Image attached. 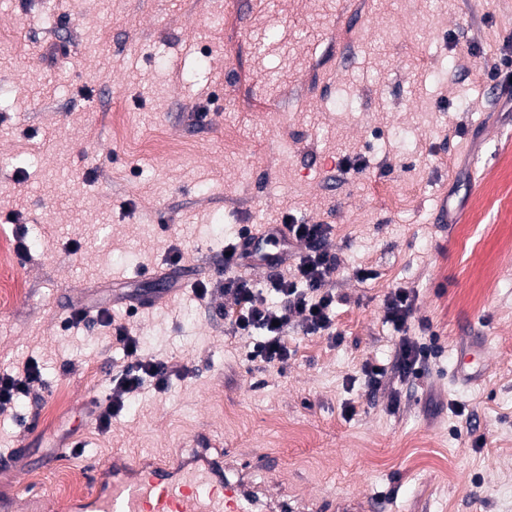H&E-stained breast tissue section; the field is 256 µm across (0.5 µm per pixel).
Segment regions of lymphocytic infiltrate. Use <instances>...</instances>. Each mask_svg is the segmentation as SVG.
Segmentation results:
<instances>
[{"label":"lymphocytic infiltrate","instance_id":"lymphocytic-infiltrate-1","mask_svg":"<svg viewBox=\"0 0 512 512\" xmlns=\"http://www.w3.org/2000/svg\"><path fill=\"white\" fill-rule=\"evenodd\" d=\"M289 243H302L304 253L298 254L295 273L290 278L272 282L269 293H262L245 277H229L224 292L232 303L224 310V321L236 335L254 336L252 357L266 363L286 364L291 351L286 341L293 320H300L309 335L336 337L332 313L336 295L329 283L336 272L337 261L324 248L328 227L324 224H297L291 215H284ZM416 295L408 288H395L384 302V321L402 338L396 349V370L400 377L419 375L427 357L424 347L407 335L408 322ZM99 326L112 330V338L122 348L127 363L113 375L106 405L98 410L95 421L100 432H109L112 421L125 409L127 402L144 385L165 391L173 375L167 362L144 356L140 340L126 324L115 323L109 310L97 313ZM42 371L37 362H26L22 370L0 374V412L12 409L19 396L29 394L42 385Z\"/></svg>","mask_w":512,"mask_h":512}]
</instances>
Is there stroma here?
Wrapping results in <instances>:
<instances>
[{"label":"stroma","instance_id":"obj_1","mask_svg":"<svg viewBox=\"0 0 512 512\" xmlns=\"http://www.w3.org/2000/svg\"><path fill=\"white\" fill-rule=\"evenodd\" d=\"M223 12L0 0V235L31 246L0 301V372L34 359L46 382L0 415V449L25 451L0 469V498L36 482L64 512L62 469L184 453L206 435L209 457L250 466L255 512L379 494L386 512H512V83L489 77L512 57V0H363L335 25L352 58L330 77L320 51L246 55L269 78L288 66L290 96L312 97L276 123L234 101ZM155 135L166 150H141ZM287 213L329 227L341 339L290 329L280 366L250 359L251 337L225 325L230 297L193 288L228 277L224 243L242 227ZM398 287L416 291L409 333L433 349L411 378L393 372L399 337L382 320ZM102 307L174 371L105 434L89 401L122 354L107 329L64 325ZM481 335L485 374L459 381L458 351ZM368 363L389 369L375 391ZM62 440L81 458L55 460Z\"/></svg>","mask_w":512,"mask_h":512}]
</instances>
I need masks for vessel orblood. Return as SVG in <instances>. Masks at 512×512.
<instances>
[{
  "mask_svg": "<svg viewBox=\"0 0 512 512\" xmlns=\"http://www.w3.org/2000/svg\"><path fill=\"white\" fill-rule=\"evenodd\" d=\"M273 7V0H225L226 46L263 47ZM232 77L248 99L247 111H278V95L261 93L257 76L241 63H234ZM89 484L87 496L69 503L67 512H247L254 501L245 481L225 480L223 461L201 453L176 460L116 454L90 468Z\"/></svg>",
  "mask_w": 512,
  "mask_h": 512,
  "instance_id": "obj_1",
  "label": "vessel or blood"
}]
</instances>
